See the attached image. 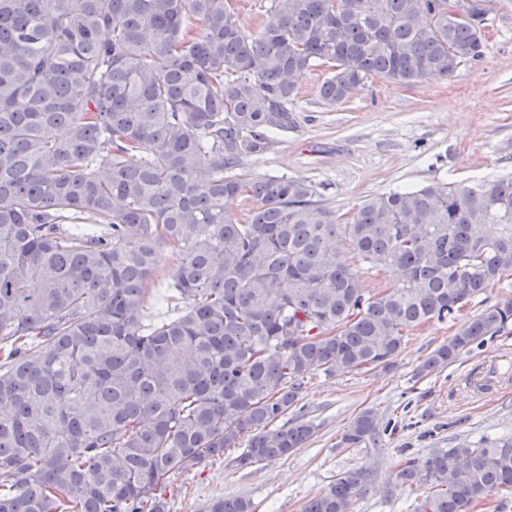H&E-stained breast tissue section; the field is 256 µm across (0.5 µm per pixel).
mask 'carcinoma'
Here are the masks:
<instances>
[{
    "mask_svg": "<svg viewBox=\"0 0 512 512\" xmlns=\"http://www.w3.org/2000/svg\"><path fill=\"white\" fill-rule=\"evenodd\" d=\"M276 2L247 34L228 0H0V512H167L175 471L243 441L242 465L305 447L312 422H274L314 373L386 368L404 332L512 276V176L375 194L341 224L307 182L242 170L294 128L317 62L328 107L377 78L448 80L481 60L493 0L464 18L448 0ZM163 246L172 315L147 324ZM363 266L398 285L366 296ZM510 324L512 301L488 306L419 373ZM379 435L364 410L342 441ZM396 480L428 487L417 512L509 500L512 437ZM365 481L342 472L303 512H350Z\"/></svg>",
    "mask_w": 512,
    "mask_h": 512,
    "instance_id": "obj_1",
    "label": "carcinoma"
}]
</instances>
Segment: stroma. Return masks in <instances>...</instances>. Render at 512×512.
Segmentation results:
<instances>
[{
  "mask_svg": "<svg viewBox=\"0 0 512 512\" xmlns=\"http://www.w3.org/2000/svg\"><path fill=\"white\" fill-rule=\"evenodd\" d=\"M489 18L482 61L461 64L448 81L398 85L377 79L330 108L318 95L330 67H314L293 102L295 128L275 135L264 154L245 161V169L256 177L305 180L322 206L344 218L366 197L396 188L512 174V0H497ZM510 299L512 278L475 297L464 317L406 332L389 368L314 374L299 406L287 414L288 420L316 425L306 447L248 467L230 449L174 474L165 492L168 512H203L220 496L243 497L252 512H302L309 499L328 491L337 473L359 467L369 478L351 512H415L427 490L397 486L401 465L436 448L512 436V381L492 393L465 382L491 356L512 353V327L427 376L417 374L468 319ZM366 409L381 421L380 438L346 447L344 433Z\"/></svg>",
  "mask_w": 512,
  "mask_h": 512,
  "instance_id": "obj_1",
  "label": "stroma"
}]
</instances>
